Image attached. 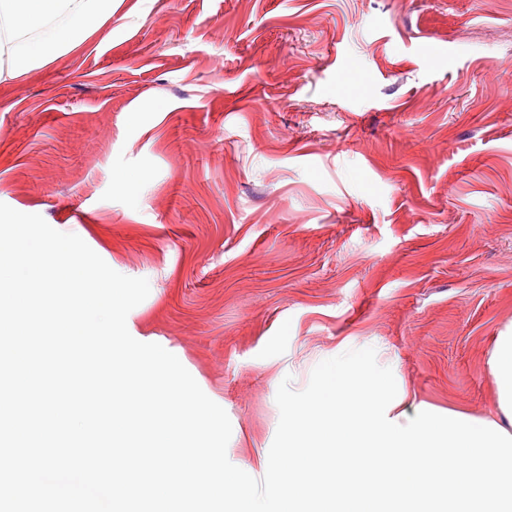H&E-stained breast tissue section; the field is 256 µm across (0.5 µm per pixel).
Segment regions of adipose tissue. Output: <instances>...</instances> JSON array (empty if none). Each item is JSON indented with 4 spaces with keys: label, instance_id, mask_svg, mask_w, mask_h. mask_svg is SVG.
<instances>
[{
    "label": "adipose tissue",
    "instance_id": "ef3b65f1",
    "mask_svg": "<svg viewBox=\"0 0 512 512\" xmlns=\"http://www.w3.org/2000/svg\"><path fill=\"white\" fill-rule=\"evenodd\" d=\"M112 17V0H0V81L81 46Z\"/></svg>",
    "mask_w": 512,
    "mask_h": 512
}]
</instances>
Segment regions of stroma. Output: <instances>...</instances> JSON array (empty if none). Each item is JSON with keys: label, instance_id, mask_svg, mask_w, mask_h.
I'll use <instances>...</instances> for the list:
<instances>
[{"label": "stroma", "instance_id": "35a3bbf8", "mask_svg": "<svg viewBox=\"0 0 512 512\" xmlns=\"http://www.w3.org/2000/svg\"><path fill=\"white\" fill-rule=\"evenodd\" d=\"M0 203L147 279L126 324L259 469L283 379L371 347L479 417L512 323V0H113L0 82Z\"/></svg>", "mask_w": 512, "mask_h": 512}]
</instances>
